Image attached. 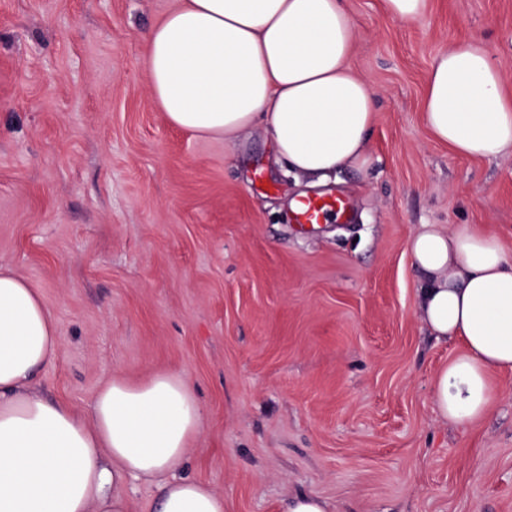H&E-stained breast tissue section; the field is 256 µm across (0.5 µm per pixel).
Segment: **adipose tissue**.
Here are the masks:
<instances>
[{
	"label": "adipose tissue",
	"instance_id": "adipose-tissue-1",
	"mask_svg": "<svg viewBox=\"0 0 512 512\" xmlns=\"http://www.w3.org/2000/svg\"><path fill=\"white\" fill-rule=\"evenodd\" d=\"M355 38L342 0H180L146 35L149 88L169 124L227 138L263 128L277 159L323 181L371 163L377 101L346 64ZM424 112L457 155L512 149V97L480 39L435 58ZM407 249L423 324L463 347L436 376L435 409L470 425L512 373V253L467 224L422 225ZM60 347L41 294L0 266V512H131L129 479L157 487L150 512H226L222 491L176 475L203 424L187 380L116 375L85 414L35 387Z\"/></svg>",
	"mask_w": 512,
	"mask_h": 512
}]
</instances>
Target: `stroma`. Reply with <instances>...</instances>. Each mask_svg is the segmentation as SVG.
<instances>
[{
	"label": "stroma",
	"mask_w": 512,
	"mask_h": 512,
	"mask_svg": "<svg viewBox=\"0 0 512 512\" xmlns=\"http://www.w3.org/2000/svg\"><path fill=\"white\" fill-rule=\"evenodd\" d=\"M344 2L347 64L378 98L371 164L313 187L263 131L167 122L145 34L178 0H0V265L62 338L37 386L85 411L113 374L180 373L203 430L178 473L230 512H280L291 491L337 512H512V375L483 420L438 419L460 345L419 319L407 252L423 224L512 250V150L458 156L423 114L434 58L471 37L512 93V0H427L414 23ZM322 192L353 221L295 223L292 201Z\"/></svg>",
	"instance_id": "obj_1"
}]
</instances>
